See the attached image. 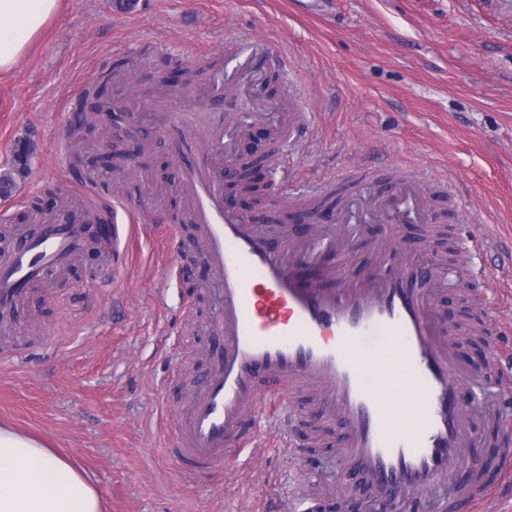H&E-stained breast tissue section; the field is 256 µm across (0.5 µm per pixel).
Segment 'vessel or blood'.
Returning <instances> with one entry per match:
<instances>
[{"label": "vessel or blood", "mask_w": 512, "mask_h": 512, "mask_svg": "<svg viewBox=\"0 0 512 512\" xmlns=\"http://www.w3.org/2000/svg\"><path fill=\"white\" fill-rule=\"evenodd\" d=\"M182 170L189 217L219 285L214 331L221 357L199 392L190 393L185 421L170 454L189 470L220 464L253 439L245 416L273 423L282 454L298 466L303 440L293 400L310 389L323 416L340 417L336 451L350 473L368 480L362 512H427L431 493L451 462L475 442L474 413L457 401L460 376L424 291L402 274H339L335 287L301 278L314 250L343 253L337 238L289 240L273 253L258 226L224 204L222 177L193 150L192 129L168 130ZM426 185L399 182L387 206L398 221L426 218ZM107 247L124 253L138 214L122 206ZM84 211L53 222L16 225L0 246V315L20 310L50 277L64 274L90 242ZM404 383L416 403L402 426L384 388Z\"/></svg>", "instance_id": "1"}]
</instances>
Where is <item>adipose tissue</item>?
<instances>
[{
	"label": "adipose tissue",
	"mask_w": 512,
	"mask_h": 512,
	"mask_svg": "<svg viewBox=\"0 0 512 512\" xmlns=\"http://www.w3.org/2000/svg\"><path fill=\"white\" fill-rule=\"evenodd\" d=\"M60 0H0V72L10 71ZM85 470L36 439L0 427V512H100Z\"/></svg>",
	"instance_id": "adipose-tissue-1"
}]
</instances>
